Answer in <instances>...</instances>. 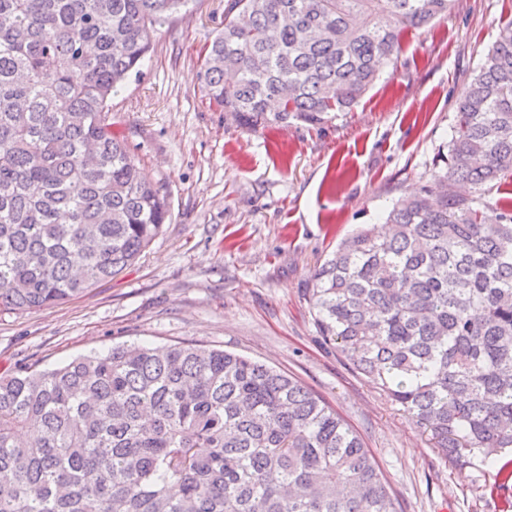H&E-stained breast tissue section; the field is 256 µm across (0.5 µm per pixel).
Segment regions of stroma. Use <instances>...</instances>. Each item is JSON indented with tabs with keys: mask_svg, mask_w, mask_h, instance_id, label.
Segmentation results:
<instances>
[{
	"mask_svg": "<svg viewBox=\"0 0 512 512\" xmlns=\"http://www.w3.org/2000/svg\"><path fill=\"white\" fill-rule=\"evenodd\" d=\"M225 0H190L160 24L139 75L112 99V131L163 186L161 234L79 298L0 311V375L53 369L112 345L201 344L284 370L362 436L402 512H512V453L459 469L318 335L307 290L360 225L434 185L455 109L512 0H456L408 32L397 62L325 124L257 131L210 106L198 72Z\"/></svg>",
	"mask_w": 512,
	"mask_h": 512,
	"instance_id": "1",
	"label": "stroma"
}]
</instances>
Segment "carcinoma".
Segmentation results:
<instances>
[{
  "instance_id": "carcinoma-1",
  "label": "carcinoma",
  "mask_w": 512,
  "mask_h": 512,
  "mask_svg": "<svg viewBox=\"0 0 512 512\" xmlns=\"http://www.w3.org/2000/svg\"><path fill=\"white\" fill-rule=\"evenodd\" d=\"M186 0H0V310L63 304L160 233L110 102ZM455 0H227L199 79L224 119L320 125ZM446 185L315 272L324 341L450 464L512 451V21L456 108ZM0 512H401L361 435L295 377L192 343L0 375ZM477 196L481 197L479 207L487 215H497L503 209L510 208L512 204V177H508L500 183L483 186Z\"/></svg>"
}]
</instances>
